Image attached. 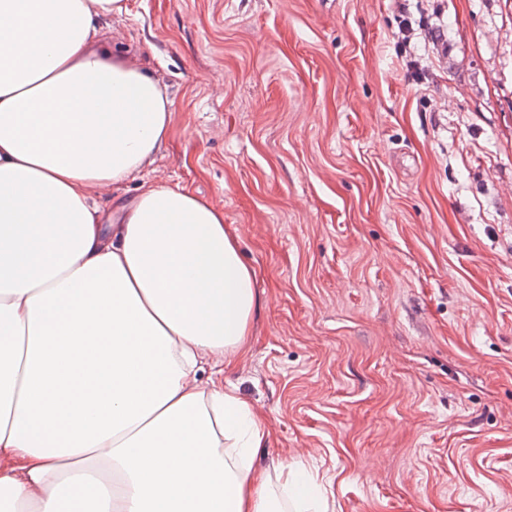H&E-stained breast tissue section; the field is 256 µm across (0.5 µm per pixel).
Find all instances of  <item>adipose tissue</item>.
I'll use <instances>...</instances> for the list:
<instances>
[{
	"label": "adipose tissue",
	"mask_w": 512,
	"mask_h": 512,
	"mask_svg": "<svg viewBox=\"0 0 512 512\" xmlns=\"http://www.w3.org/2000/svg\"><path fill=\"white\" fill-rule=\"evenodd\" d=\"M127 0H0V512H284L224 362L253 271L224 212L142 181L165 87L100 22Z\"/></svg>",
	"instance_id": "1"
}]
</instances>
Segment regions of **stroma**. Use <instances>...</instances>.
Returning <instances> with one entry per match:
<instances>
[{
	"label": "stroma",
	"mask_w": 512,
	"mask_h": 512,
	"mask_svg": "<svg viewBox=\"0 0 512 512\" xmlns=\"http://www.w3.org/2000/svg\"><path fill=\"white\" fill-rule=\"evenodd\" d=\"M171 100L140 180L224 211L259 305L224 370L329 512H512V0H128ZM439 18L406 76L401 11Z\"/></svg>",
	"instance_id": "35a3bbf8"
}]
</instances>
